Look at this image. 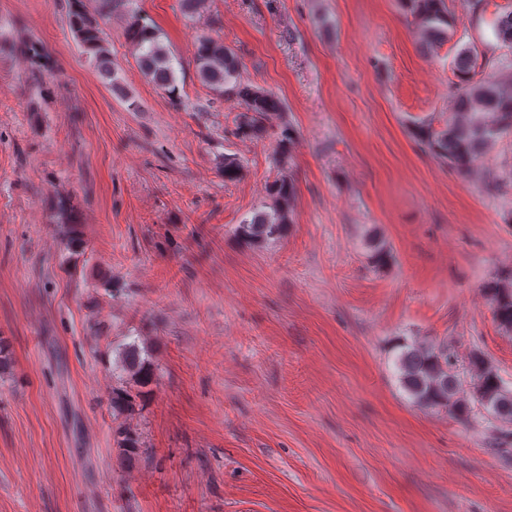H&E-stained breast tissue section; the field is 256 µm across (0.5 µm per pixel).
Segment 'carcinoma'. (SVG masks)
I'll return each mask as SVG.
<instances>
[{
	"label": "carcinoma",
	"mask_w": 512,
	"mask_h": 512,
	"mask_svg": "<svg viewBox=\"0 0 512 512\" xmlns=\"http://www.w3.org/2000/svg\"><path fill=\"white\" fill-rule=\"evenodd\" d=\"M103 7L127 14L126 38L137 50L136 62L145 76L161 87L173 101L180 99V88L174 69V57L162 44L158 31L132 7V0H100ZM423 43L441 47L450 38L452 16L443 0H407ZM70 28L84 55L111 80L112 90L122 94L128 107H138L135 97L125 91L121 78L110 68V49L98 20L89 12L86 0H68ZM494 36L503 46L512 47V11L499 13L494 23ZM31 65V77L38 80L45 71L48 53L38 40L20 47ZM482 53L474 45H464L457 52L455 104L443 127L427 124L415 131L417 141L435 158L462 174L471 173L484 151L497 139L512 133V85L499 81H473L475 67ZM194 60L200 80L218 96L232 100L243 108L236 121L235 135L242 139L274 138L276 161L285 165L292 160L296 139L293 126L283 123L271 129L269 119L282 109L272 93L241 79L242 63L224 46L223 41L201 36L195 44ZM272 203L252 212L238 225L239 234L252 244H264L283 236L293 223L297 190L286 175L269 187ZM493 317L507 332L512 331V269L501 270L483 286ZM394 363L400 387L410 401L420 407L442 409L459 421L467 422L484 402L492 405L497 421L512 424V389L505 387L496 367L479 351L470 359V388L463 389L457 368V357L444 347H423L410 342L397 345ZM116 369L133 379L140 387L152 384L155 367L149 356L130 344L119 352ZM133 404L125 390H112V411L121 414ZM117 444L130 459L141 448L140 436L129 428L117 432Z\"/></svg>",
	"instance_id": "cac0c4a2"
}]
</instances>
